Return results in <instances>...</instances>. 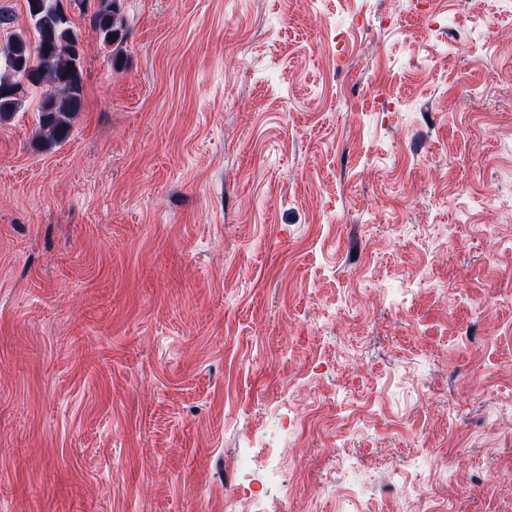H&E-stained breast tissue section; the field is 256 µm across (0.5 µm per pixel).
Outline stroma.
<instances>
[{
    "instance_id": "1",
    "label": "stroma",
    "mask_w": 512,
    "mask_h": 512,
    "mask_svg": "<svg viewBox=\"0 0 512 512\" xmlns=\"http://www.w3.org/2000/svg\"><path fill=\"white\" fill-rule=\"evenodd\" d=\"M122 12L0 122V512H512V0Z\"/></svg>"
}]
</instances>
